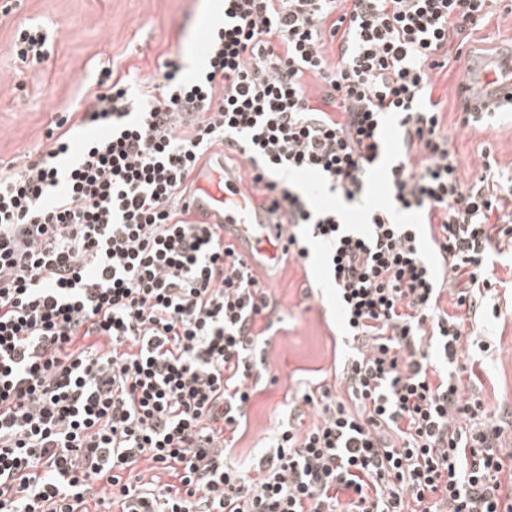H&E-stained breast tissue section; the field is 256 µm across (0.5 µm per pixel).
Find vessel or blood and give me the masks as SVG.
Listing matches in <instances>:
<instances>
[{"label": "vessel or blood", "instance_id": "b4317fda", "mask_svg": "<svg viewBox=\"0 0 512 512\" xmlns=\"http://www.w3.org/2000/svg\"><path fill=\"white\" fill-rule=\"evenodd\" d=\"M459 111L476 117L512 110V44L491 56H470L465 62L458 96ZM195 217L224 227V235L248 264L271 266L278 259V223L255 205L251 192L224 168L223 157L211 158L193 174Z\"/></svg>", "mask_w": 512, "mask_h": 512}]
</instances>
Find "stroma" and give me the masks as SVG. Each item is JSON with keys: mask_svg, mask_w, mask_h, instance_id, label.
Listing matches in <instances>:
<instances>
[{"mask_svg": "<svg viewBox=\"0 0 512 512\" xmlns=\"http://www.w3.org/2000/svg\"><path fill=\"white\" fill-rule=\"evenodd\" d=\"M222 0H0V166L35 157L56 113L82 109L85 92L103 69L149 81L159 76L164 58H179L186 77L204 65L199 40L208 17L222 18ZM34 25L47 36L48 55L25 66L7 48L19 28ZM512 40V14L497 9L474 31L467 45L491 53ZM452 144L461 159V176L471 180L484 158L512 174V113H501L496 127L455 125ZM307 264L289 261L256 269L264 284L273 322L265 347L270 379L246 411L247 427L227 462L249 469L270 452L280 426L295 411L306 422L315 411L301 400L305 391L334 386L335 369L351 350L345 343L336 298L325 273V249L308 245ZM501 282L480 309L476 344H463L458 362L461 386L494 414L512 438V255L495 264ZM491 344L479 352L478 342Z\"/></svg>", "mask_w": 512, "mask_h": 512, "instance_id": "obj_1", "label": "stroma"}]
</instances>
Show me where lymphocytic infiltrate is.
Here are the masks:
<instances>
[{"instance_id": "obj_1", "label": "lymphocytic infiltrate", "mask_w": 512, "mask_h": 512, "mask_svg": "<svg viewBox=\"0 0 512 512\" xmlns=\"http://www.w3.org/2000/svg\"><path fill=\"white\" fill-rule=\"evenodd\" d=\"M496 2L224 0L196 77L175 58L143 86L104 70L36 160L0 172V512H512V448L453 371L498 282L491 251L512 247V178L487 163L462 180L433 97L441 50ZM388 115L390 201L362 227L287 185L311 174L362 201ZM91 124L105 135L77 141ZM216 146L247 161L283 257L326 245L353 350L346 396L304 395L319 421L285 425L248 472L224 456L265 368L269 302L223 225L183 203Z\"/></svg>"}]
</instances>
